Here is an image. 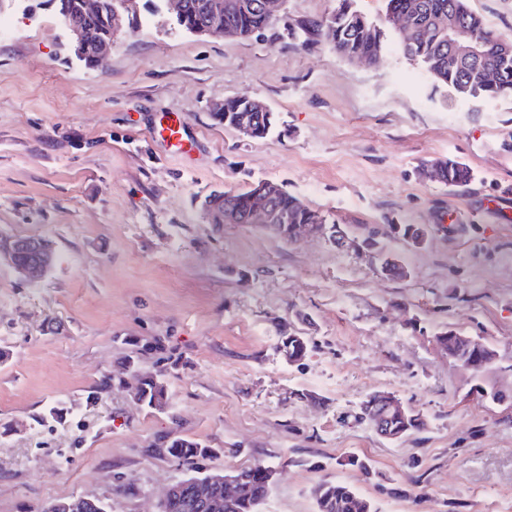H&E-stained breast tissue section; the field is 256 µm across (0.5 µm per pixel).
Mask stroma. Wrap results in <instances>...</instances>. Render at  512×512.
Here are the masks:
<instances>
[{"instance_id": "1", "label": "stroma", "mask_w": 512, "mask_h": 512, "mask_svg": "<svg viewBox=\"0 0 512 512\" xmlns=\"http://www.w3.org/2000/svg\"><path fill=\"white\" fill-rule=\"evenodd\" d=\"M336 0H285L260 38L177 30L168 0H137L104 70L68 48L52 0H0L18 34L0 40V239L40 236L58 261L24 281L0 260V512L97 496L153 512L185 476L154 454L164 435L211 448L206 469L278 470L263 512H315L342 481L378 512H512V98L468 100L388 41L376 64L288 31ZM248 96L274 112L265 139L214 123L211 105ZM184 120L181 148L160 135ZM453 158L462 185L421 178ZM280 183L349 239L288 241L259 224H213L203 200ZM398 224L428 228L416 249ZM374 237L410 275L382 276ZM309 339L280 353L282 326ZM486 343L472 376L435 336ZM164 373L169 410L116 386L128 358ZM394 393L424 419L400 440L360 407ZM72 405L66 421L35 416ZM365 460L361 471L352 458ZM132 494H115L120 484Z\"/></svg>"}]
</instances>
